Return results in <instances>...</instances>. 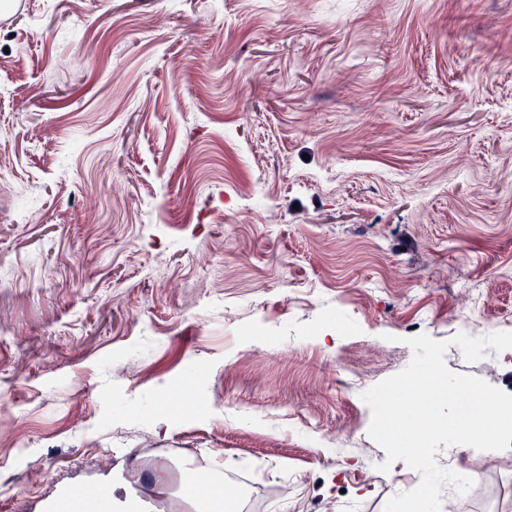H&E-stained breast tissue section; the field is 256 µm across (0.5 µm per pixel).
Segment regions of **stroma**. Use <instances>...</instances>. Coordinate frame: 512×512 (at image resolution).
Wrapping results in <instances>:
<instances>
[{
	"label": "stroma",
	"instance_id": "obj_1",
	"mask_svg": "<svg viewBox=\"0 0 512 512\" xmlns=\"http://www.w3.org/2000/svg\"><path fill=\"white\" fill-rule=\"evenodd\" d=\"M4 57L0 512L217 458L235 512H384L408 338L512 394L452 343L461 284L512 318V0H28ZM436 460L512 512V449Z\"/></svg>",
	"mask_w": 512,
	"mask_h": 512
}]
</instances>
